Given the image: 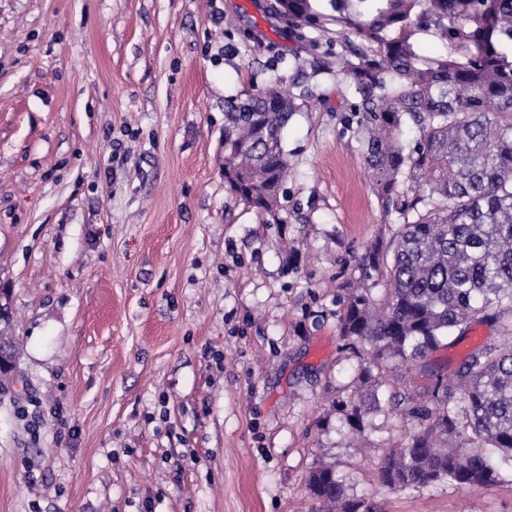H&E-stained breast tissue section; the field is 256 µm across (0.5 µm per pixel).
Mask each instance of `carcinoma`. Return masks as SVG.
<instances>
[{"instance_id": "cac0c4a2", "label": "carcinoma", "mask_w": 512, "mask_h": 512, "mask_svg": "<svg viewBox=\"0 0 512 512\" xmlns=\"http://www.w3.org/2000/svg\"><path fill=\"white\" fill-rule=\"evenodd\" d=\"M315 0H282L275 16L300 41L329 34ZM344 55L313 54L285 87L231 101L224 113V183L273 224L284 223V131L332 71L355 88L352 132L382 212L397 229L359 257L360 280L340 284L336 320L359 359L361 384L392 374L386 405L407 435L390 449L380 481L407 490L479 489L512 465V0H329ZM435 27L458 56L424 63L413 40ZM498 324L452 374L430 358L473 325ZM416 376L429 380L416 390ZM365 399L336 400L363 431ZM307 483L330 512H381L350 496L335 467L316 462Z\"/></svg>"}]
</instances>
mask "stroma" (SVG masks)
Masks as SVG:
<instances>
[{"mask_svg":"<svg viewBox=\"0 0 512 512\" xmlns=\"http://www.w3.org/2000/svg\"><path fill=\"white\" fill-rule=\"evenodd\" d=\"M267 0H0V512H318L331 463L386 512H512V485L390 491L405 428L333 402L357 361L336 295L389 238L355 89L322 78L285 133L282 223L224 185L229 100L325 44Z\"/></svg>","mask_w":512,"mask_h":512,"instance_id":"35a3bbf8","label":"stroma"}]
</instances>
